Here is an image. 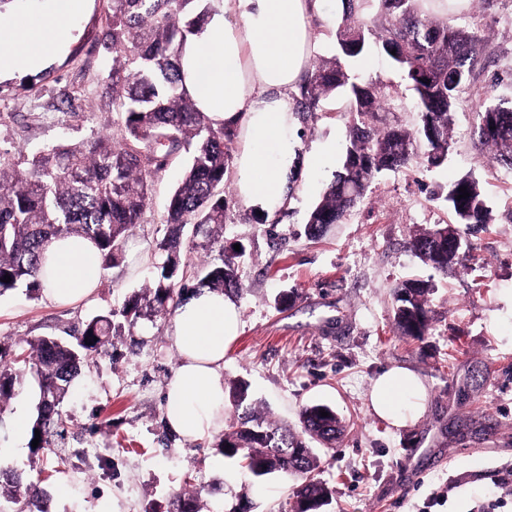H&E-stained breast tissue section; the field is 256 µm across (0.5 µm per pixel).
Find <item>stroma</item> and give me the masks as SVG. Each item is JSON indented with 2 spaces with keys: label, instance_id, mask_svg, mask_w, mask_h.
I'll use <instances>...</instances> for the list:
<instances>
[{
  "label": "stroma",
  "instance_id": "1",
  "mask_svg": "<svg viewBox=\"0 0 512 512\" xmlns=\"http://www.w3.org/2000/svg\"><path fill=\"white\" fill-rule=\"evenodd\" d=\"M341 13L339 0H323L311 61L335 54ZM107 16V0H90L63 56L31 80L0 82V162L117 131L120 117L102 100L99 39ZM454 16L489 33L490 54L454 115L441 165L382 171L342 223L306 236L307 217L340 170L349 140L347 102L339 95L297 120L293 190L275 222L246 209L234 173L226 175L224 250L239 255L242 290L224 384L247 382L257 410L278 421L297 424L314 403L345 419L337 447L318 451V477L332 492L325 512H512V169L475 149L471 111L485 96L512 95V0H466ZM348 66L359 81L388 87L399 106L396 121L419 128L414 94L387 55L372 48ZM318 147L329 156L315 166L308 156ZM185 166L175 161L153 177L141 224L89 300L56 307L21 289L1 295L0 344L71 340L85 321L141 288L155 273L166 199ZM467 176L482 185L492 221L468 236L461 266L443 274L424 266L408 242L417 231L453 223L447 203L431 192ZM412 275L435 285L431 330L419 341L393 328V290ZM290 292L294 303L281 306L280 295ZM173 317L167 310L139 321L111 354L83 368L50 451L13 452L15 416H37L34 377L0 410V465L43 479L49 512H97L107 498L120 512H150L184 489L190 470L206 488L203 512H226L243 494L253 512H294L292 479H254L217 451L220 434L185 442L166 428L163 391L179 362ZM390 367L413 370L426 390L423 412L405 428L369 408L374 380Z\"/></svg>",
  "mask_w": 512,
  "mask_h": 512
}]
</instances>
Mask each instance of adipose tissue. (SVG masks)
<instances>
[{
    "label": "adipose tissue",
    "instance_id": "ef3b65f1",
    "mask_svg": "<svg viewBox=\"0 0 512 512\" xmlns=\"http://www.w3.org/2000/svg\"><path fill=\"white\" fill-rule=\"evenodd\" d=\"M88 0H51L29 16H0V81L44 69L63 50ZM322 0H224L201 31L189 36L181 58L183 87L213 125H235L241 145L235 188L251 211L272 215L288 195L297 167L292 94L309 67V20ZM41 280L46 301L72 305L91 298L104 273L102 254L81 236L52 239ZM234 302L199 288L187 293L173 320L171 340L180 362L166 386L164 418L187 441L224 425V355L238 334ZM425 387L411 370L380 374L370 394L373 412L402 428L423 409ZM409 407H401V399Z\"/></svg>",
    "mask_w": 512,
    "mask_h": 512
}]
</instances>
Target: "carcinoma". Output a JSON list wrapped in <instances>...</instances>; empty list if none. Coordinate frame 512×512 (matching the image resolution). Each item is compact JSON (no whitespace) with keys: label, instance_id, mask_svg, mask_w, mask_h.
<instances>
[{"label":"carcinoma","instance_id":"1","mask_svg":"<svg viewBox=\"0 0 512 512\" xmlns=\"http://www.w3.org/2000/svg\"><path fill=\"white\" fill-rule=\"evenodd\" d=\"M216 0H110L100 45L109 62L103 85L105 105L121 114L117 137H99L90 144L47 145L22 169L0 165V296L24 287L34 295L42 251L49 239L79 234L94 240L104 266L118 262L127 232L141 223L150 200V180L170 161L187 158L183 177L169 197L159 242L163 261L146 287L133 292L117 310L90 318L76 342L52 337L27 342V347L0 345V410L31 374L39 389L37 417L30 430H40L37 453L50 447L53 430L65 423L62 403L72 380L90 360L108 353L124 325L177 304L190 288H210L231 295L241 288L234 258L224 254L225 174L231 159L232 126H215L180 87L179 61L188 36L198 32L215 11ZM336 22L338 53L317 61L302 77L294 97L296 112H314L336 91L351 99L349 144L342 170L310 211V236L322 235L341 222L381 171L402 167L426 151L422 160L440 164L450 147L449 131L461 92L474 82L489 45L486 36L437 17L423 0H342ZM380 46L403 71L421 114L420 128L411 132L387 122L391 95L373 82L354 80L342 59L359 55L369 44ZM478 143L493 159L512 167V98H487L475 109ZM470 196L457 199L459 188ZM448 209L460 241L480 224L489 223L480 183L473 178L448 189ZM204 237L220 261L190 268L182 263L188 236ZM410 249L427 265L447 272L459 264L460 251L448 250V225L420 232ZM432 284L408 279L395 296V328L402 337L420 339L430 330L428 296ZM237 414L217 445L225 458L253 476L278 472L300 481L295 512H320L331 491L314 478L318 456L307 442L317 439L332 448L342 435V420L326 404L305 407L300 428L272 420L252 407L244 383L230 390ZM328 416L323 417L320 412ZM40 484L21 474L0 470V512H48ZM168 512H202V489L182 490Z\"/></svg>","mask_w":512,"mask_h":512}]
</instances>
